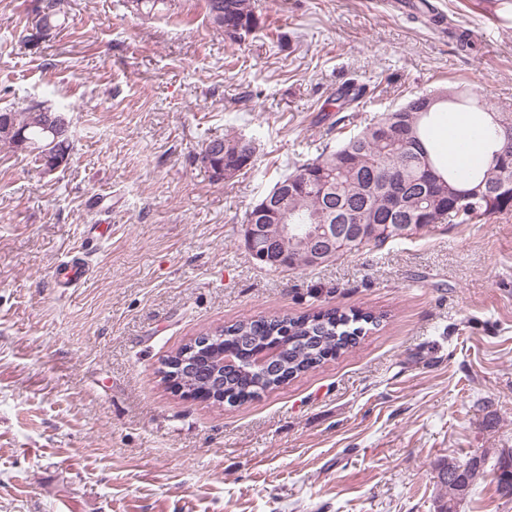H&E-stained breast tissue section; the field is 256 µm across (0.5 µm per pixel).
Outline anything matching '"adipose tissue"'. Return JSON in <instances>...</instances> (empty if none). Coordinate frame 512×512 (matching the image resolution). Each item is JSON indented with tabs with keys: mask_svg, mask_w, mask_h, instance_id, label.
I'll return each instance as SVG.
<instances>
[{
	"mask_svg": "<svg viewBox=\"0 0 512 512\" xmlns=\"http://www.w3.org/2000/svg\"><path fill=\"white\" fill-rule=\"evenodd\" d=\"M444 164L486 158L489 148L481 136L480 120L471 112L437 113L429 130Z\"/></svg>",
	"mask_w": 512,
	"mask_h": 512,
	"instance_id": "obj_1",
	"label": "adipose tissue"
}]
</instances>
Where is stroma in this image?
<instances>
[{"mask_svg":"<svg viewBox=\"0 0 512 512\" xmlns=\"http://www.w3.org/2000/svg\"><path fill=\"white\" fill-rule=\"evenodd\" d=\"M430 2L447 29L402 0H255L265 25L233 40L203 0H61L31 46L34 0H0V111L65 113L71 147L49 173L0 146V512H436L439 462L475 456L459 512H512L492 479L512 449V214L277 272L243 239L280 176L416 94L512 109V0ZM225 136L254 161L215 181L197 156ZM70 251L95 272L65 292ZM330 307L384 320L250 403L156 373L206 330Z\"/></svg>","mask_w":512,"mask_h":512,"instance_id":"35a3bbf8","label":"stroma"}]
</instances>
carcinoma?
<instances>
[{
    "label": "carcinoma",
    "mask_w": 512,
    "mask_h": 512,
    "mask_svg": "<svg viewBox=\"0 0 512 512\" xmlns=\"http://www.w3.org/2000/svg\"><path fill=\"white\" fill-rule=\"evenodd\" d=\"M207 15L215 28L233 39L262 24L250 0H205ZM61 0H35L32 27L48 37L59 27ZM449 111L485 112L492 116L490 135L497 143L490 159L477 166L444 169L435 149L426 146L425 124L436 106ZM0 125V145L15 148L16 139L28 140V152L39 160L69 155L70 142L55 140L47 131L45 108L32 104L20 112H8ZM255 154L252 142L243 139H213L199 154L201 165L217 169L224 157L235 159V169ZM501 190L490 200L472 195L451 200L448 187L470 190L484 183ZM288 185V204L297 223L308 227L336 225L329 262L344 254L361 253L388 242L405 239L431 224H469L512 212V116L497 113L483 100L460 86L433 94L417 95L393 112H384L372 124L340 142L335 149L298 166L282 176L275 186ZM406 189L413 206L411 219L380 220L384 206L382 190L388 185ZM367 324L379 325L380 317L369 312L321 309L298 316L286 313L246 318L216 328L218 337L190 354L205 370L180 379L187 388L204 389L215 405L236 406L275 389L286 379L305 373L329 357L356 345ZM278 343L283 372L270 376L253 365L256 351ZM239 357L234 370L224 368V349ZM482 459L466 464L454 459L438 465L439 483L448 489L437 512H458L474 483L483 475ZM496 492L512 498V453L501 454L494 477Z\"/></svg>",
    "instance_id": "obj_1"
}]
</instances>
